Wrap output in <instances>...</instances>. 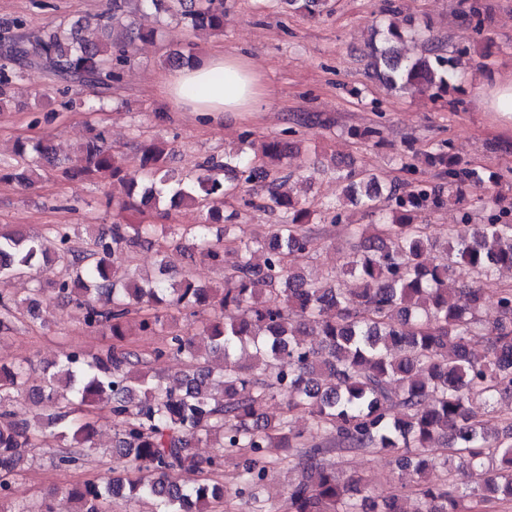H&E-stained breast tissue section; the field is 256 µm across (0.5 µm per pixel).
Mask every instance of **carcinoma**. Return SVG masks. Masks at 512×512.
<instances>
[{"label":"carcinoma","mask_w":512,"mask_h":512,"mask_svg":"<svg viewBox=\"0 0 512 512\" xmlns=\"http://www.w3.org/2000/svg\"><path fill=\"white\" fill-rule=\"evenodd\" d=\"M284 8L310 17L327 0H279ZM169 12L196 34L224 32L223 0H110L109 7L68 27L39 36L24 33L23 21L0 31V109L11 86L42 70L64 86L89 87L103 94L120 78L136 43L157 30L141 18ZM382 41L369 46L375 75L392 91L432 99L454 88L463 54L448 55L428 44L424 54L402 53L419 34L396 21L388 7ZM20 161L4 177L31 186L43 164L70 178L118 184L112 196L117 215H129L75 246L80 233L56 229L53 239L24 229L0 232V281L26 277L40 261L61 266L50 282L54 299L76 302L83 324L112 336V346L91 353L63 348L31 384L30 368L0 365V512H14L12 485L23 470L24 452L47 437L69 442L58 457L61 468L79 466L96 450L98 430L92 415L109 407L112 451L128 460L123 480L99 477L70 487L72 512H112L116 499H141L152 512H213L224 502V486L210 479L224 468L226 453H238L245 484L261 485L275 448H300L301 478L288 492L290 512H402L401 494L379 501L367 495L360 477L343 481L326 464V449L304 448L305 431L288 419L259 423L263 408L279 398L288 410L311 419L310 430L328 433L336 449L387 452L398 470L424 473L437 466L467 469L471 484L446 479L414 485L417 512H474L479 504L512 502V441L489 438L471 406H490L512 396V286L496 289L497 318L481 316L483 289L459 282L454 267L463 264L483 278L512 269V209L499 206L501 195L485 200L483 174L451 151L439 150L433 163L446 179L437 189L424 180L405 185L380 182L370 170L336 165L330 172L345 184L346 200L377 217L372 224H351L350 253L339 271L319 283L302 267L291 269L290 254L308 256L313 240L307 225L314 210L298 195L280 191L284 173L291 178L286 140L256 142L249 132L224 157H208L193 174L168 169L167 145L143 142L133 163L104 146V134L72 154L58 157L51 145L37 142L16 148ZM467 185L473 202L489 212L476 226L463 213L445 237L433 238L418 224L419 215L444 204ZM260 190L246 204L277 218L261 238L236 235L240 212L229 205L238 193ZM179 208L200 212L197 224H137L131 216L144 209L163 217ZM224 223V239L212 240L210 224ZM184 241L213 265L224 269V287L203 288L185 274L168 277L159 234ZM131 246L155 247L157 270L148 275L119 269L116 260ZM349 277L351 287H336ZM40 284L26 297L0 293V333L12 328L21 309L36 316L43 300ZM210 309L198 336H183L170 310ZM165 334L167 347L156 352L182 359L184 367L170 384L145 371L134 373L140 356L129 349L132 336ZM318 336L320 348L305 337ZM481 338L482 354L471 350ZM25 393L41 408L39 428L14 419L4 409ZM218 450L201 457L200 443ZM183 472L209 478L187 484Z\"/></svg>","instance_id":"obj_1"}]
</instances>
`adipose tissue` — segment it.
Returning a JSON list of instances; mask_svg holds the SVG:
<instances>
[{
  "label": "adipose tissue",
  "instance_id": "1",
  "mask_svg": "<svg viewBox=\"0 0 512 512\" xmlns=\"http://www.w3.org/2000/svg\"><path fill=\"white\" fill-rule=\"evenodd\" d=\"M223 83H215V74ZM162 97L174 108L203 117L227 112L260 111L266 96L260 74L243 57L221 52L200 65L169 73L160 83Z\"/></svg>",
  "mask_w": 512,
  "mask_h": 512
}]
</instances>
